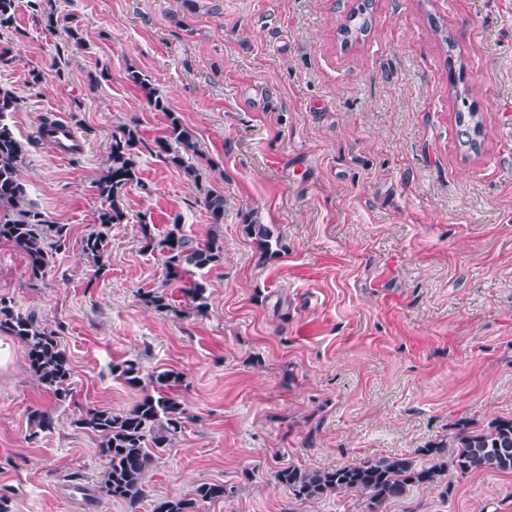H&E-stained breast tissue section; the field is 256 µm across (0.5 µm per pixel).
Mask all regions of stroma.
Listing matches in <instances>:
<instances>
[{
    "mask_svg": "<svg viewBox=\"0 0 512 512\" xmlns=\"http://www.w3.org/2000/svg\"><path fill=\"white\" fill-rule=\"evenodd\" d=\"M49 0L85 39L66 42L26 9L0 34L9 120L36 136L41 117L81 144H47L19 168L29 197L70 241L43 282L0 242V296L57 334L73 396L56 405L7 329L0 366V494L11 512H152L161 499L221 484L199 512H369L353 493L300 501L277 484L288 465L334 467L411 454L460 429L512 417V0ZM368 22L347 42L349 14ZM43 74L30 89V70ZM146 75L204 145L201 165L227 197L210 224L185 174L140 154L103 275L82 255L102 206L95 181L118 126L146 143L165 127L128 74ZM481 122L475 142L459 116ZM280 239L258 264L241 212ZM218 232L224 262L207 276L206 315L147 306L164 281L140 222ZM182 372L191 416L150 470L137 510L85 498L105 471L90 408L129 409L141 389L113 378ZM55 428L32 435L31 412ZM83 475L77 492L72 474ZM378 512H512V473L446 474Z\"/></svg>",
    "mask_w": 512,
    "mask_h": 512,
    "instance_id": "obj_1",
    "label": "stroma"
}]
</instances>
